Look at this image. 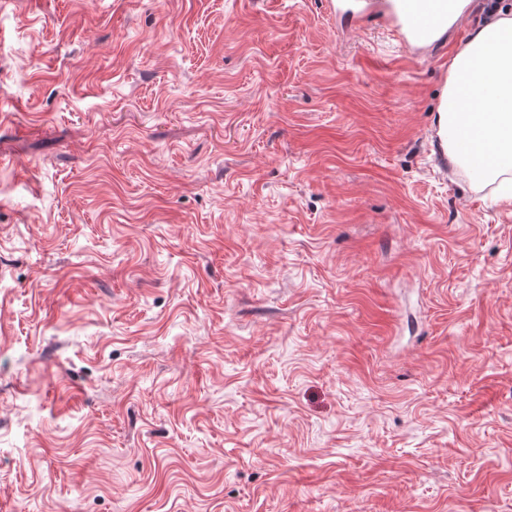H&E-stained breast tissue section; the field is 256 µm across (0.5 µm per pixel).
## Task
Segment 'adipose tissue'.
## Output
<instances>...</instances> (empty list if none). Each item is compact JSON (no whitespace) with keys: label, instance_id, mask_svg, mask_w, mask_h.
<instances>
[{"label":"adipose tissue","instance_id":"adipose-tissue-1","mask_svg":"<svg viewBox=\"0 0 512 512\" xmlns=\"http://www.w3.org/2000/svg\"><path fill=\"white\" fill-rule=\"evenodd\" d=\"M477 68L490 79L474 99L464 93L462 83ZM436 123L444 156L473 181L512 171V16H492L468 31L448 63Z\"/></svg>","mask_w":512,"mask_h":512}]
</instances>
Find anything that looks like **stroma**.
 <instances>
[{"mask_svg": "<svg viewBox=\"0 0 512 512\" xmlns=\"http://www.w3.org/2000/svg\"><path fill=\"white\" fill-rule=\"evenodd\" d=\"M324 0H0V512H512V199L448 62Z\"/></svg>", "mask_w": 512, "mask_h": 512, "instance_id": "35a3bbf8", "label": "stroma"}]
</instances>
